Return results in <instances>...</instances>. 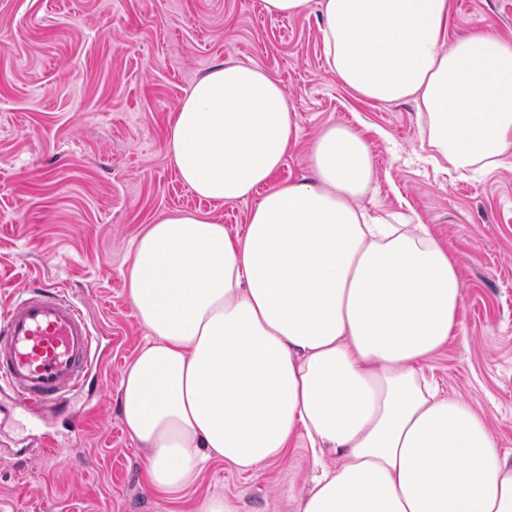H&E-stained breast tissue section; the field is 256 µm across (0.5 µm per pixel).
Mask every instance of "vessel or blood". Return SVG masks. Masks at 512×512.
Wrapping results in <instances>:
<instances>
[{"label":"vessel or blood","mask_w":512,"mask_h":512,"mask_svg":"<svg viewBox=\"0 0 512 512\" xmlns=\"http://www.w3.org/2000/svg\"><path fill=\"white\" fill-rule=\"evenodd\" d=\"M82 309L55 286L27 289L0 323V386L35 420L52 416L100 364Z\"/></svg>","instance_id":"b4317fda"}]
</instances>
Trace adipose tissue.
<instances>
[{
  "mask_svg": "<svg viewBox=\"0 0 512 512\" xmlns=\"http://www.w3.org/2000/svg\"><path fill=\"white\" fill-rule=\"evenodd\" d=\"M330 71L365 99L413 102L426 163L497 167L512 147V44L448 45V0H321ZM297 125L279 83L227 62L186 94L168 149L196 195L266 193L244 236L204 214L157 219L133 243L128 294L147 331L120 416L150 483L188 486L207 460L248 470L305 433L323 466L299 512H512V464L467 403L416 365L459 322L456 263L429 230L362 204L369 144L325 127L312 180L272 183Z\"/></svg>",
  "mask_w": 512,
  "mask_h": 512,
  "instance_id": "ef3b65f1",
  "label": "adipose tissue"
}]
</instances>
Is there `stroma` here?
<instances>
[{"mask_svg": "<svg viewBox=\"0 0 512 512\" xmlns=\"http://www.w3.org/2000/svg\"><path fill=\"white\" fill-rule=\"evenodd\" d=\"M319 0L299 16L262 0H0V312L24 288L54 284L82 308L106 362L42 424L0 390V512H197L221 495L238 512H297L315 474L305 436L241 472L210 461L188 487H152L119 410L126 366L146 340L126 278L133 239L157 218L200 212L244 235L264 188L215 205L182 183L168 140L192 84L212 67L253 63L281 85L297 137L274 174L311 177V146L342 124L370 145L364 205L426 224L453 255L460 325L419 371L482 416L512 461V153L480 178L426 166L414 103L380 104L325 61ZM491 31L512 43V0H448V38Z\"/></svg>", "mask_w": 512, "mask_h": 512, "instance_id": "obj_1", "label": "stroma"}]
</instances>
